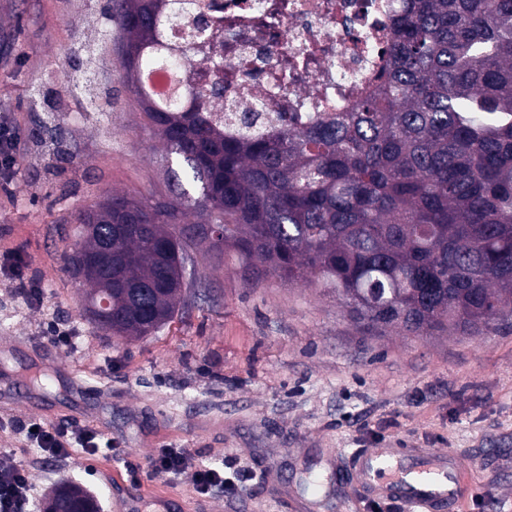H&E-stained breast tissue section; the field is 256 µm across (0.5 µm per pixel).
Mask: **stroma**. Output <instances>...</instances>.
Listing matches in <instances>:
<instances>
[{"mask_svg":"<svg viewBox=\"0 0 512 512\" xmlns=\"http://www.w3.org/2000/svg\"><path fill=\"white\" fill-rule=\"evenodd\" d=\"M107 0H0V114L15 125L18 165L0 184V393L21 367L54 357L48 388L0 402V465L31 473L29 512L63 481L95 492L105 512H403L395 503L352 507L336 464L386 448L449 450L473 485L459 512H512V329L481 336L369 331L320 289L269 276L247 279L233 251L198 250L205 296L188 298L156 333L128 341L99 331L83 309L65 253L80 209L116 190L169 197L167 163L140 128L120 79L108 127L86 121L83 95L67 93L64 56L74 26L103 29ZM48 126L36 140L32 130ZM40 282L39 299L16 293L6 266ZM75 335L55 347L49 330ZM83 407L109 429L126 461L187 449L191 469L130 480L125 463L40 454L21 425L59 424ZM231 467L243 484L198 493L192 469ZM267 482L255 480L257 472Z\"/></svg>","mask_w":512,"mask_h":512,"instance_id":"obj_1","label":"stroma"}]
</instances>
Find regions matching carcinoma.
Returning <instances> with one entry per match:
<instances>
[{
	"instance_id": "cac0c4a2",
	"label": "carcinoma",
	"mask_w": 512,
	"mask_h": 512,
	"mask_svg": "<svg viewBox=\"0 0 512 512\" xmlns=\"http://www.w3.org/2000/svg\"><path fill=\"white\" fill-rule=\"evenodd\" d=\"M384 52L389 66L351 112L265 132L214 112L223 88L185 78L159 107L142 72L179 57L150 50L181 22L175 0H108L107 29L75 30L71 87L112 105L104 55L174 157V203L109 193L82 210L70 253L112 236L110 278L83 280L86 303L107 302L95 328L141 338L184 300V265L201 241L191 213L224 226L216 254L234 250L252 277L321 288L367 328L475 336L512 326V0H400ZM90 495L73 482L46 498Z\"/></svg>"
}]
</instances>
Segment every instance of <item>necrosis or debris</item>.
Wrapping results in <instances>:
<instances>
[{
	"instance_id": "1",
	"label": "necrosis or debris",
	"mask_w": 512,
	"mask_h": 512,
	"mask_svg": "<svg viewBox=\"0 0 512 512\" xmlns=\"http://www.w3.org/2000/svg\"><path fill=\"white\" fill-rule=\"evenodd\" d=\"M396 0H191L156 52L185 49L183 72L223 82L217 111L277 130L350 111L373 87Z\"/></svg>"
}]
</instances>
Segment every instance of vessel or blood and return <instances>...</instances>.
<instances>
[{
  "instance_id": "b4317fda",
  "label": "vessel or blood",
  "mask_w": 512,
  "mask_h": 512,
  "mask_svg": "<svg viewBox=\"0 0 512 512\" xmlns=\"http://www.w3.org/2000/svg\"><path fill=\"white\" fill-rule=\"evenodd\" d=\"M418 456L423 465L408 471H386L382 462ZM348 471L360 494L401 503L404 512H456L466 490L463 468L447 452L418 448H372L353 454Z\"/></svg>"
}]
</instances>
